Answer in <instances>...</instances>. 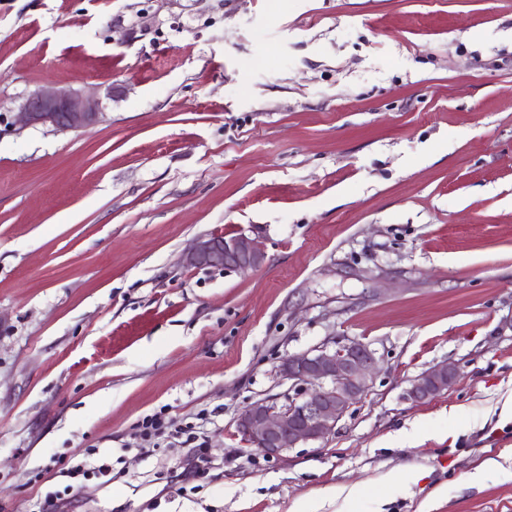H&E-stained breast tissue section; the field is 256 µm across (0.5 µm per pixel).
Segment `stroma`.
<instances>
[{"label": "stroma", "mask_w": 512, "mask_h": 512, "mask_svg": "<svg viewBox=\"0 0 512 512\" xmlns=\"http://www.w3.org/2000/svg\"><path fill=\"white\" fill-rule=\"evenodd\" d=\"M44 86L101 122L15 130ZM241 232L260 267L184 264ZM338 338L380 359L360 401L252 449L281 360ZM511 394L512 0H0V512H512ZM93 448L110 481L71 484ZM460 375L456 365L443 363L423 372L408 390V397L415 402L434 398L454 385ZM169 422L165 421L163 413H155L147 416L139 426V450L143 451L145 448H150L152 444L154 447V440L164 435L169 428Z\"/></svg>", "instance_id": "obj_1"}]
</instances>
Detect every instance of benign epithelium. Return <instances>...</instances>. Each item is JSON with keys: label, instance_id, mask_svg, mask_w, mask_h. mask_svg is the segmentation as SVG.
<instances>
[{"label": "benign epithelium", "instance_id": "1", "mask_svg": "<svg viewBox=\"0 0 512 512\" xmlns=\"http://www.w3.org/2000/svg\"><path fill=\"white\" fill-rule=\"evenodd\" d=\"M102 116L99 100L79 89L42 87L33 92L16 113L22 128L51 127L78 131L97 124ZM265 255L244 233L231 238L212 236L198 240L184 255L192 267L248 270L259 267ZM378 365L375 353L357 339H346L330 349L288 356L279 365L282 377L307 385L300 397L278 406L267 400L248 406L236 427L242 439L268 457H280L300 443L321 440L362 397ZM457 366L443 363L423 372L408 390L415 402L434 398L454 385Z\"/></svg>", "mask_w": 512, "mask_h": 512}]
</instances>
